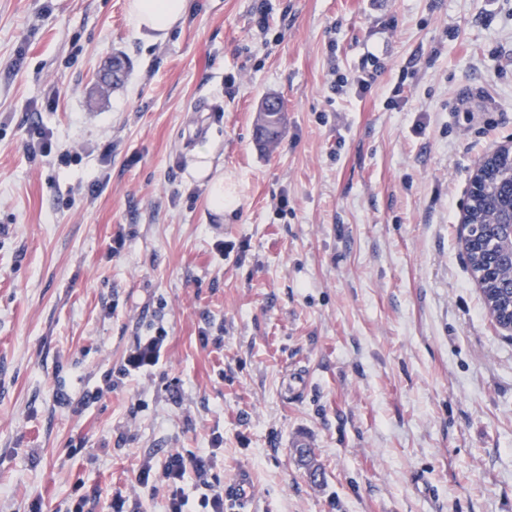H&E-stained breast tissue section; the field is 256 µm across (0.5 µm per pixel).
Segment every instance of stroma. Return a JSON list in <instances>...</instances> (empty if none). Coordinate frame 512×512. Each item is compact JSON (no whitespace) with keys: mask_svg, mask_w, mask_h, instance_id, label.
<instances>
[{"mask_svg":"<svg viewBox=\"0 0 512 512\" xmlns=\"http://www.w3.org/2000/svg\"><path fill=\"white\" fill-rule=\"evenodd\" d=\"M188 4L148 45L126 0H0V512H67L80 480L165 512L141 461L211 446L249 512H512V333L460 222L512 141V0H268L263 28L257 0ZM369 52L370 89L332 92ZM35 115L80 163L28 159ZM505 159L512 166V143L497 147L474 171L471 179L472 196L476 197L490 187L491 177L496 173L499 163ZM215 157L209 147L201 148L198 151L199 162L194 176L205 181L210 207L216 214L223 215L227 203L226 196L224 197V167L215 162ZM164 341V336H150L142 343L138 342L137 350L127 360V366L124 370V374L130 373L131 370H140L146 365L154 363L160 353Z\"/></svg>","mask_w":512,"mask_h":512,"instance_id":"1","label":"stroma"}]
</instances>
